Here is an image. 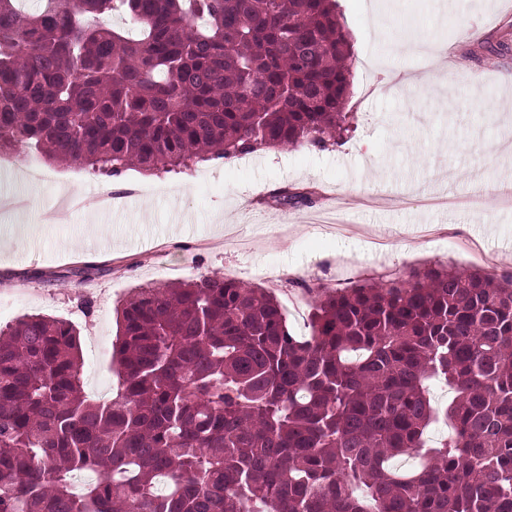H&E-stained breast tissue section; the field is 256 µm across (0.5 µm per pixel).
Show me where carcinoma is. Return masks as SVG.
Here are the masks:
<instances>
[{"instance_id":"obj_1","label":"carcinoma","mask_w":512,"mask_h":512,"mask_svg":"<svg viewBox=\"0 0 512 512\" xmlns=\"http://www.w3.org/2000/svg\"><path fill=\"white\" fill-rule=\"evenodd\" d=\"M42 2L0 0L1 152L114 177L349 131L336 0ZM310 294L299 337L250 283L133 289L107 401L73 323L0 330V512H512V275L438 264Z\"/></svg>"}]
</instances>
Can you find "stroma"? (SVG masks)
<instances>
[{"label":"stroma","mask_w":512,"mask_h":512,"mask_svg":"<svg viewBox=\"0 0 512 512\" xmlns=\"http://www.w3.org/2000/svg\"><path fill=\"white\" fill-rule=\"evenodd\" d=\"M352 40L351 130L325 149L259 151L175 173L119 178L111 212L97 204L106 176L36 158L42 177L0 167V294L26 291L0 327L24 313L81 332L84 389L107 400L115 307L141 284L214 272L265 285L289 331L309 335L305 290L406 277L448 264L512 274V50L490 55L512 29V0H337ZM446 43L448 67L413 89L392 73L421 74L409 41ZM496 111H489V104ZM301 195L293 205L282 193ZM64 193L86 205L40 222Z\"/></svg>","instance_id":"obj_1"}]
</instances>
